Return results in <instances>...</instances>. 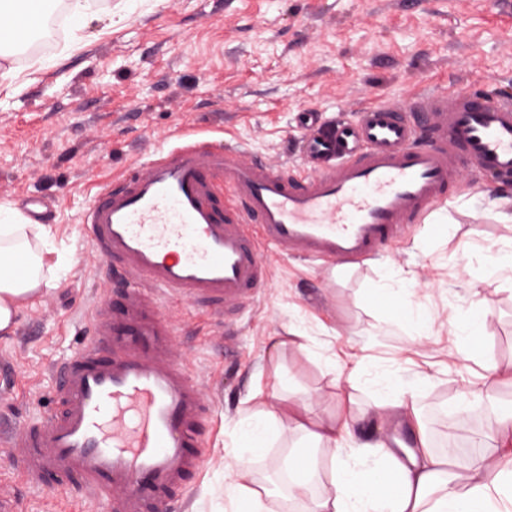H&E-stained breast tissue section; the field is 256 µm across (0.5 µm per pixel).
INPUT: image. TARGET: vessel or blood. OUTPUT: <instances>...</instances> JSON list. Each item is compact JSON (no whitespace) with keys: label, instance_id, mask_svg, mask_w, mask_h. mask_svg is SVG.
I'll return each instance as SVG.
<instances>
[{"label":"vessel or blood","instance_id":"vessel-or-blood-1","mask_svg":"<svg viewBox=\"0 0 512 512\" xmlns=\"http://www.w3.org/2000/svg\"><path fill=\"white\" fill-rule=\"evenodd\" d=\"M317 123L306 112L299 152L318 168L303 179L185 133L98 189L84 235L119 287L59 370V407L12 442L29 483L63 477L110 512H172L202 466L206 407L172 354L165 299L224 315L266 287L264 246L324 266L365 260L405 239L463 172L512 182V102L477 90L372 105L324 137Z\"/></svg>","mask_w":512,"mask_h":512}]
</instances>
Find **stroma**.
<instances>
[{"label": "stroma", "instance_id": "obj_1", "mask_svg": "<svg viewBox=\"0 0 512 512\" xmlns=\"http://www.w3.org/2000/svg\"><path fill=\"white\" fill-rule=\"evenodd\" d=\"M6 62L17 78L0 85V206L42 198L50 245L68 259L0 337L11 370L0 422L16 434L55 408L51 368L89 344L93 305L112 292L81 224L99 185L187 131L294 166L302 112L352 120L384 100L462 88L512 99V0H94L82 41L65 33L31 62ZM509 247L512 196L468 184L403 243L329 275L264 248L267 286L233 316L234 336L192 301H166L174 353L200 380L210 419L181 512H234L226 466L249 454L237 444L249 409L285 425L292 411L335 417L351 400L365 413L360 440L413 442L404 418L381 406L392 375L413 395L431 448L452 452V472L467 457H494L488 414L512 407V271L488 269ZM376 288L430 319L428 335L396 325ZM473 311L485 315L481 335H452L449 323ZM297 441L286 433L251 463L266 512H305L331 488L325 461L305 498L284 508L282 461ZM1 494L22 512H108L66 486L27 485L0 441Z\"/></svg>", "mask_w": 512, "mask_h": 512}]
</instances>
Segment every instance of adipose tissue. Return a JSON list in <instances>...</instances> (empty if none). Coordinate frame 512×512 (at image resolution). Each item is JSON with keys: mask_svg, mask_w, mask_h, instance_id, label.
Returning <instances> with one entry per match:
<instances>
[{"mask_svg": "<svg viewBox=\"0 0 512 512\" xmlns=\"http://www.w3.org/2000/svg\"><path fill=\"white\" fill-rule=\"evenodd\" d=\"M50 236L42 224L29 223L18 210L0 206V333L10 334L22 305L38 298L51 279L44 272L43 245ZM414 447L359 441L352 414H344L308 428L294 421L301 435L299 446L285 460L292 489L302 492L318 479L322 455L338 463L332 490L313 502L311 512H488L485 475L498 467L484 457L472 462L476 474L468 489H460L448 460L432 451L419 419H412ZM279 430L266 414L242 416L238 429L241 447L251 455L263 454ZM358 446L361 455L378 451L381 466L356 469L344 460L347 446ZM230 490L236 512H263L264 490L253 476L249 461L237 462Z\"/></svg>", "mask_w": 512, "mask_h": 512, "instance_id": "ef3b65f1", "label": "adipose tissue"}]
</instances>
